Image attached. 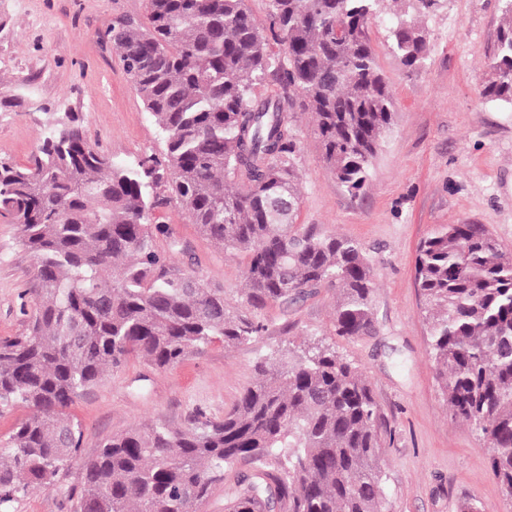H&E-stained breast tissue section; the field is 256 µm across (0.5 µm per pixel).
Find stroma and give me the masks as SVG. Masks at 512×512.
Listing matches in <instances>:
<instances>
[{
  "instance_id": "stroma-1",
  "label": "stroma",
  "mask_w": 512,
  "mask_h": 512,
  "mask_svg": "<svg viewBox=\"0 0 512 512\" xmlns=\"http://www.w3.org/2000/svg\"><path fill=\"white\" fill-rule=\"evenodd\" d=\"M417 20L430 47L405 69L392 50L398 14ZM148 0H0V158L28 164L53 116L75 113L89 143L132 163L161 153L158 128L107 40L112 23H146ZM502 19L501 0L382 3L368 27L377 63L394 94V116L370 165L369 185L351 195L325 167L309 113L296 114L302 204L299 223L362 243L375 283V332L334 336V298L323 291L290 308L241 303L244 256L225 254L175 204L154 211L187 247L177 266L223 288L240 312L260 321L254 340L213 343L159 370L133 357L71 407L83 437L80 458L112 435L191 416L222 418L254 379V364L287 348L322 341L368 375L392 435L384 449L388 512H512L489 470L491 449L452 420L429 357L414 281L419 243L446 224H483L512 252V109L483 97ZM20 105H13V98ZM34 263L15 225L0 218V338L22 336L34 309ZM79 470L49 489L31 488L12 512H75Z\"/></svg>"
}]
</instances>
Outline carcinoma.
<instances>
[{
    "label": "carcinoma",
    "mask_w": 512,
    "mask_h": 512,
    "mask_svg": "<svg viewBox=\"0 0 512 512\" xmlns=\"http://www.w3.org/2000/svg\"><path fill=\"white\" fill-rule=\"evenodd\" d=\"M380 2L268 0L266 26L245 0H149L147 24L119 20L108 37L163 136L161 155L116 162L67 112L32 166L0 161V217L17 225L36 281L30 333L0 338V405L30 409L0 452V512L72 466L82 428L70 408L107 370L133 356L164 369L262 333L224 289L176 266L184 246L153 217L163 203L247 258L238 294L248 306L286 309L333 291V335L373 334L366 251L296 223L289 97L255 89L273 81L301 96L327 168L359 193L394 107L368 37ZM503 2L483 95L512 106V0ZM393 52L408 70L422 66V28L399 21ZM414 274L451 416L494 449L490 469L512 501V254L482 224L443 225L420 243ZM254 372L221 420L200 414L105 440L82 461L76 512H192L238 466L247 472L224 512H385L390 430L363 371L317 342Z\"/></svg>",
    "instance_id": "obj_1"
}]
</instances>
